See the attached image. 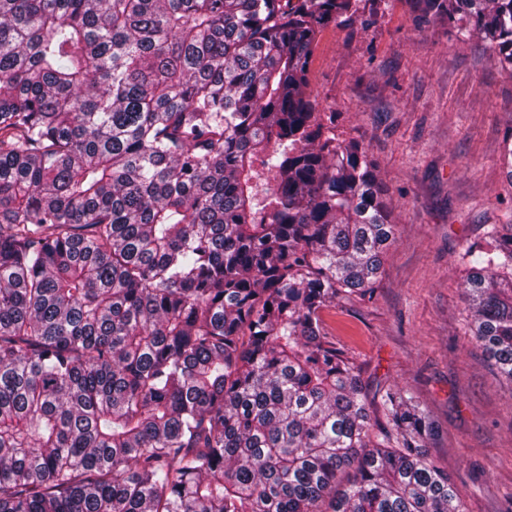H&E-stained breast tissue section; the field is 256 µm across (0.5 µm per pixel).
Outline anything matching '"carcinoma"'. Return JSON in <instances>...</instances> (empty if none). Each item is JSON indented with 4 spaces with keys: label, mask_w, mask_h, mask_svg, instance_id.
Segmentation results:
<instances>
[{
    "label": "carcinoma",
    "mask_w": 512,
    "mask_h": 512,
    "mask_svg": "<svg viewBox=\"0 0 512 512\" xmlns=\"http://www.w3.org/2000/svg\"><path fill=\"white\" fill-rule=\"evenodd\" d=\"M512 67V0H409ZM356 0H0V512H463L324 331L395 223L308 61ZM512 383V211L460 254Z\"/></svg>",
    "instance_id": "1"
}]
</instances>
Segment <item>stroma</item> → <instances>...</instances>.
Wrapping results in <instances>:
<instances>
[{"label":"stroma","instance_id":"1","mask_svg":"<svg viewBox=\"0 0 512 512\" xmlns=\"http://www.w3.org/2000/svg\"><path fill=\"white\" fill-rule=\"evenodd\" d=\"M357 21L325 26L309 60L322 121L359 141L397 225L372 293L322 313L359 369L371 414L387 389L411 393L437 432L430 459L464 512L512 506V385L469 336L458 255L498 223L512 124V71L446 24L416 26L406 0H359Z\"/></svg>","mask_w":512,"mask_h":512}]
</instances>
